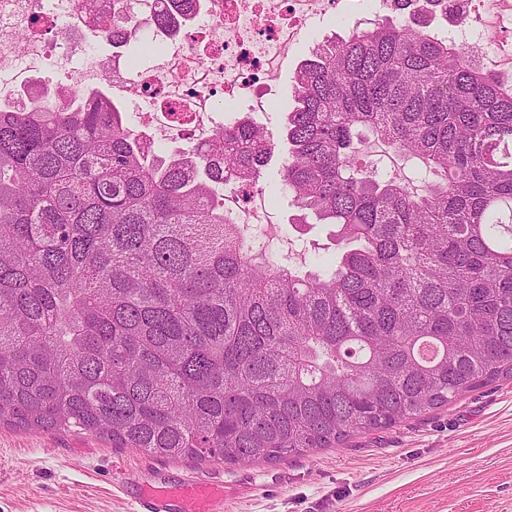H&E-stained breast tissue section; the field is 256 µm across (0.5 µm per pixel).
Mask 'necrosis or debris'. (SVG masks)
Listing matches in <instances>:
<instances>
[{
  "mask_svg": "<svg viewBox=\"0 0 512 512\" xmlns=\"http://www.w3.org/2000/svg\"><path fill=\"white\" fill-rule=\"evenodd\" d=\"M340 0H202L179 16L176 25L158 26L149 17L160 0H143L132 12L133 36L148 42L161 57L158 67L130 72L121 52L96 57L90 68L72 72L75 89L107 82L111 94L147 110L148 140L179 138L192 125L196 145L206 148L217 128L216 112L234 114L249 99L263 111L270 83L280 73L284 56L300 39L307 21L336 10ZM491 20L476 19L464 0H448V27L469 44L480 33L512 30V0H493ZM111 15L112 0H0V99L11 101L30 81L42 77L50 58L42 35L25 34L32 20L61 27L68 56L84 54L94 28L91 11ZM253 185L232 181L224 196V221L246 227L258 220Z\"/></svg>",
  "mask_w": 512,
  "mask_h": 512,
  "instance_id": "obj_1",
  "label": "necrosis or debris"
}]
</instances>
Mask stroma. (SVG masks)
I'll return each mask as SVG.
<instances>
[{"label": "stroma", "mask_w": 512, "mask_h": 512, "mask_svg": "<svg viewBox=\"0 0 512 512\" xmlns=\"http://www.w3.org/2000/svg\"><path fill=\"white\" fill-rule=\"evenodd\" d=\"M359 10L346 0L313 19L272 86V108L256 118L274 143L256 190L273 197L276 221L252 235L292 268L339 251L332 226L296 225L293 197L278 189L294 75L317 44L347 34ZM160 469L223 481V512H512V375L397 426L272 463L167 460L74 430L0 426V512H135L125 481Z\"/></svg>", "instance_id": "obj_1"}]
</instances>
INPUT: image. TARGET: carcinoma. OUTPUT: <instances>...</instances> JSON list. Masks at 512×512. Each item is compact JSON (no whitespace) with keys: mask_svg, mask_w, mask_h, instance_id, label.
<instances>
[{"mask_svg":"<svg viewBox=\"0 0 512 512\" xmlns=\"http://www.w3.org/2000/svg\"><path fill=\"white\" fill-rule=\"evenodd\" d=\"M292 98L279 185L341 246L305 272L253 258L217 201L259 178L264 127L166 153L99 88L0 106V424L269 463L512 374V87L387 20L316 47ZM364 132L423 192L356 165Z\"/></svg>","mask_w":512,"mask_h":512,"instance_id":"carcinoma-1","label":"carcinoma"}]
</instances>
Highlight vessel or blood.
Listing matches in <instances>:
<instances>
[{
    "instance_id": "1",
    "label": "vessel or blood",
    "mask_w": 512,
    "mask_h": 512,
    "mask_svg": "<svg viewBox=\"0 0 512 512\" xmlns=\"http://www.w3.org/2000/svg\"><path fill=\"white\" fill-rule=\"evenodd\" d=\"M125 492L136 512H221L224 506L223 486L175 473L154 483L130 480Z\"/></svg>"
}]
</instances>
